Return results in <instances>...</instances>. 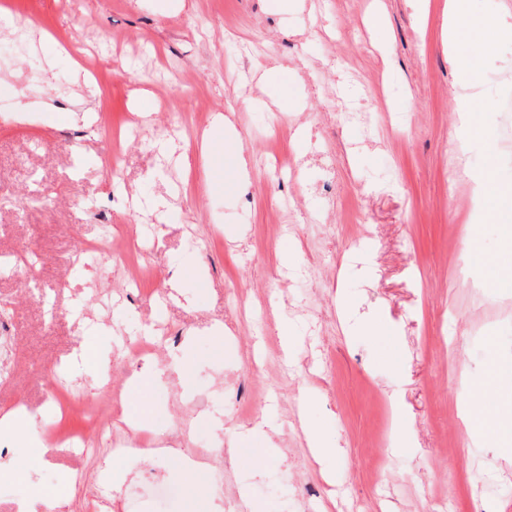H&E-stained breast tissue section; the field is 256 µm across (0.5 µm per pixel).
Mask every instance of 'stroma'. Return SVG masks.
I'll return each mask as SVG.
<instances>
[{"mask_svg":"<svg viewBox=\"0 0 512 512\" xmlns=\"http://www.w3.org/2000/svg\"><path fill=\"white\" fill-rule=\"evenodd\" d=\"M168 2L0 0L12 18L0 34V259L12 264L29 245L51 292L45 307L24 267L0 275V306L14 322V379L0 387V409L47 432L55 414L46 369H67L81 395L108 371L125 395L148 369L191 357L188 390L161 380L141 393L150 434L179 453L118 458L96 437L87 452L43 454L18 480L7 471L29 450L4 433L0 512H18L33 485L65 494L64 512H245L243 486L261 512H512V467L459 419L470 384L488 371L487 337L512 355V294L486 288L487 269L465 255L469 235L486 255L502 237L477 218L469 184L453 172L451 91L467 75L441 40L445 0H431L425 17L412 0H305L288 13L275 0ZM374 9L384 20L377 29L364 22ZM49 37L61 53L48 54ZM271 66L283 68L302 110L273 106L278 90L261 82ZM481 78L489 113L469 152L494 156L512 184L511 35ZM21 101L50 109L19 123ZM81 108L99 118L94 136L60 122ZM218 112L234 117L251 185L203 195L191 130ZM118 129L129 137L116 178ZM161 134L176 154L158 153ZM280 156L300 163L295 180L279 174ZM160 196L166 209L148 206ZM106 224L123 225L152 266L145 294L76 263ZM285 247L294 251L286 267ZM188 257L200 275L172 288ZM344 298L383 331L350 328ZM283 319L294 330L287 354L276 332ZM216 321L232 355L217 353L208 332ZM91 328L101 332L94 346ZM170 332L177 343L153 359L123 360L130 340ZM306 391L313 406L300 400ZM394 393L410 432L403 448L386 429ZM260 420L274 452L257 448L250 468L213 454ZM309 422L335 438L334 461L315 459ZM202 453L210 468L190 477L183 461ZM157 479L180 496L156 504L147 486Z\"/></svg>","mask_w":512,"mask_h":512,"instance_id":"35a3bbf8","label":"stroma"}]
</instances>
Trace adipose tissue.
I'll list each match as a JSON object with an SVG mask.
<instances>
[{"instance_id": "obj_1", "label": "adipose tissue", "mask_w": 512, "mask_h": 512, "mask_svg": "<svg viewBox=\"0 0 512 512\" xmlns=\"http://www.w3.org/2000/svg\"><path fill=\"white\" fill-rule=\"evenodd\" d=\"M495 30V23L489 21L469 22L467 0H446L441 29L444 45L452 49L467 43L472 47L470 53L453 58L455 65L469 76L468 82L453 92L457 112L451 144L459 163L464 160L471 135L479 130L486 118L487 107L478 87L483 61L497 45ZM240 142V135L229 115L215 114L201 142L204 191H211L218 185L219 168L226 161L234 171L232 185L248 184L251 161ZM470 179L476 198L491 218L505 220L512 216V195L498 185L493 167L471 174ZM461 420L473 441L492 438L500 459L512 465V362L496 355L491 357L490 370L481 385L470 393Z\"/></svg>"}]
</instances>
